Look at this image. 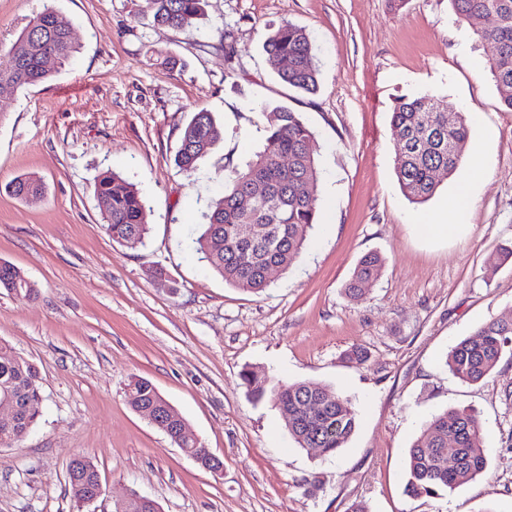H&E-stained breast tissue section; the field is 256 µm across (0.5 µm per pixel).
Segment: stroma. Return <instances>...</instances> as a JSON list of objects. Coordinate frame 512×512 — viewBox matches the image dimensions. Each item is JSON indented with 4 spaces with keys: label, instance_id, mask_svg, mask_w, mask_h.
Wrapping results in <instances>:
<instances>
[{
    "label": "stroma",
    "instance_id": "1",
    "mask_svg": "<svg viewBox=\"0 0 512 512\" xmlns=\"http://www.w3.org/2000/svg\"><path fill=\"white\" fill-rule=\"evenodd\" d=\"M77 49L44 83L0 86V261L39 295L0 288V341L38 369V420L0 445V512H113L135 492L161 512H512V357L482 381L455 378L450 347L493 319L512 320V111L448 0H207L196 29L150 23L149 0H53ZM43 0H0V50ZM313 41L319 89L283 83L266 62L270 28ZM238 62L227 71L226 44ZM181 59L169 69L165 56ZM429 93L466 113L488 159L455 237L426 241L413 225L465 180L469 157L433 197L409 201L395 173L396 99ZM286 106L312 129L317 224L288 270L259 293L226 285L193 241L224 190V166L265 137L261 107ZM199 108L223 140L191 172L174 164ZM119 173L146 204L142 244L112 241L94 179ZM32 175L42 196L8 187ZM384 265L346 295L360 258ZM367 358L351 360L353 349ZM313 381L350 400L356 428L324 458L299 447L287 414L255 401L244 371ZM150 380L224 468L199 467L126 402ZM475 410L484 473L454 490L405 492L408 450L445 410ZM82 454L104 492L76 505L67 468Z\"/></svg>",
    "mask_w": 512,
    "mask_h": 512
}]
</instances>
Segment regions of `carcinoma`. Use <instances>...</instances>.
<instances>
[{
  "label": "carcinoma",
  "instance_id": "obj_1",
  "mask_svg": "<svg viewBox=\"0 0 512 512\" xmlns=\"http://www.w3.org/2000/svg\"><path fill=\"white\" fill-rule=\"evenodd\" d=\"M152 23L156 27L189 30L203 15L205 0H151ZM458 21L491 20L476 30L484 51V68L512 111V0H449ZM269 66L290 87L305 93L318 88V68L308 33L291 23L273 29L263 44ZM75 52L68 21L47 6L0 53V81L27 87L50 80ZM288 62V68L282 62ZM438 97L430 94L404 95L395 101L392 126L401 141L396 157V175L402 192L414 202L433 196L441 182L452 176L470 139V126L463 112L448 113L434 108ZM266 137L262 149L243 165L224 166V193L210 206L206 224L195 239L196 252L224 282L246 292L258 293L267 286L265 269L274 264L288 268L301 254L309 231L317 223L318 203L311 192L318 169L309 150L313 139L299 113L285 107L262 112ZM224 130L214 115L204 109L192 113L182 129L174 162L190 172L223 139ZM263 185L267 196L246 210L250 187ZM44 189L41 180L21 178L12 185L19 198L37 197ZM95 195L102 208L105 229L121 245L143 242L148 234L145 205L134 185L115 173H103L95 182ZM383 259L376 253L364 255L347 285L355 296L361 285L377 277ZM0 288L21 301L36 298L38 289L18 267L0 262ZM512 353V320H491L455 343L446 357L451 373L466 383L490 375L500 359ZM0 343V398L15 399L17 413L11 430L0 427V445L22 440L35 425L42 401L41 378L36 367ZM254 396L269 398L288 411V431L302 448H319L330 456L344 447L356 427L349 400L312 381L266 387L253 373L242 375ZM128 404L159 405L162 431L187 455L199 456L200 443L180 435L183 418L144 378L127 385ZM457 466L448 469V459ZM405 491L411 496L435 495L453 490L482 473L487 459L482 446V424L469 409L446 410L435 415L413 443L405 463ZM96 464L89 457L68 477L71 495L81 502Z\"/></svg>",
  "mask_w": 512,
  "mask_h": 512
}]
</instances>
